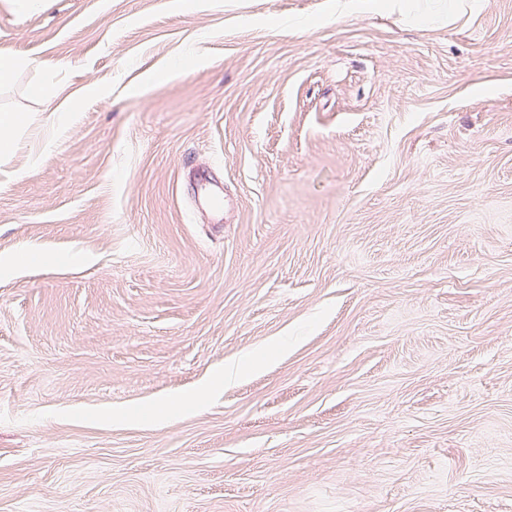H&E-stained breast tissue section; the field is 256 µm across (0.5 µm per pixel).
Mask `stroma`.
Wrapping results in <instances>:
<instances>
[{"instance_id": "stroma-1", "label": "stroma", "mask_w": 512, "mask_h": 512, "mask_svg": "<svg viewBox=\"0 0 512 512\" xmlns=\"http://www.w3.org/2000/svg\"><path fill=\"white\" fill-rule=\"evenodd\" d=\"M348 2L0 0V512H512V0Z\"/></svg>"}]
</instances>
